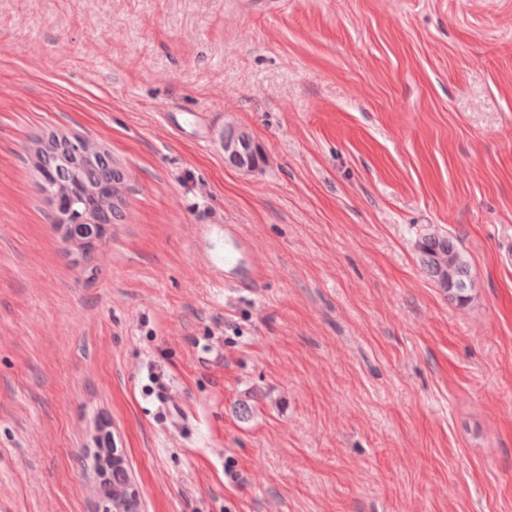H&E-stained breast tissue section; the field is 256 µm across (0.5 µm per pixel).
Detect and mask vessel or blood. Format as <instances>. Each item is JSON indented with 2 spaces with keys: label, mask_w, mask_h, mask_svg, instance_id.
<instances>
[{
  "label": "vessel or blood",
  "mask_w": 512,
  "mask_h": 512,
  "mask_svg": "<svg viewBox=\"0 0 512 512\" xmlns=\"http://www.w3.org/2000/svg\"><path fill=\"white\" fill-rule=\"evenodd\" d=\"M223 230L228 249L224 257L212 256L208 241L215 230ZM193 236L201 245V255L210 267L224 266L223 277L217 278L216 286L229 288H256L262 282L264 265L256 254L251 241L241 232L238 225L226 224L215 227L212 224H197Z\"/></svg>",
  "instance_id": "b4317fda"
}]
</instances>
